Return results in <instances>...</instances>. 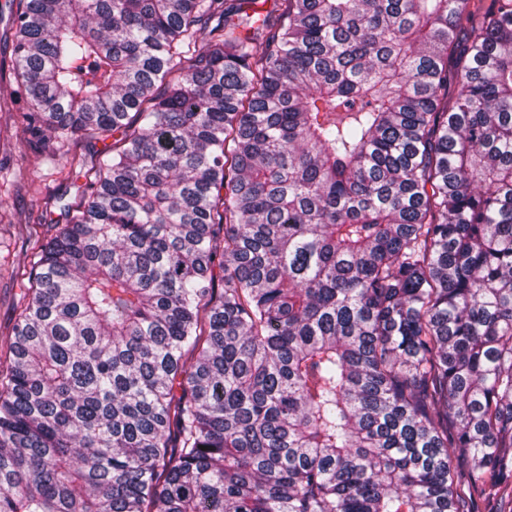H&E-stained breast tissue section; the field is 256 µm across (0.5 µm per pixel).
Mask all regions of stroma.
Returning a JSON list of instances; mask_svg holds the SVG:
<instances>
[{"label": "stroma", "instance_id": "stroma-1", "mask_svg": "<svg viewBox=\"0 0 512 512\" xmlns=\"http://www.w3.org/2000/svg\"><path fill=\"white\" fill-rule=\"evenodd\" d=\"M14 10L13 0H0V336L10 333L21 302L12 272L27 261V226L38 224L42 235H53L50 220L58 216L60 204L80 199L56 167L35 164L23 133L22 116L30 102L12 74Z\"/></svg>", "mask_w": 512, "mask_h": 512}]
</instances>
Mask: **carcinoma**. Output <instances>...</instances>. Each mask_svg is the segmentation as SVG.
Returning <instances> with one entry per match:
<instances>
[{
  "label": "carcinoma",
  "mask_w": 512,
  "mask_h": 512,
  "mask_svg": "<svg viewBox=\"0 0 512 512\" xmlns=\"http://www.w3.org/2000/svg\"><path fill=\"white\" fill-rule=\"evenodd\" d=\"M15 2L0 512H512V0ZM14 11L12 0H0V201L4 203L0 208V340L11 332L21 302V286L12 271L27 262L26 226L37 223L42 214L56 219L60 205H74L80 199L52 164H40L37 172L30 173L34 157L22 131V116L29 112L30 102L12 74ZM65 189L59 202L58 194ZM112 146V138L97 140L87 135H78L65 144L62 150L70 149L85 155L89 160L95 154Z\"/></svg>",
  "instance_id": "obj_1"
}]
</instances>
